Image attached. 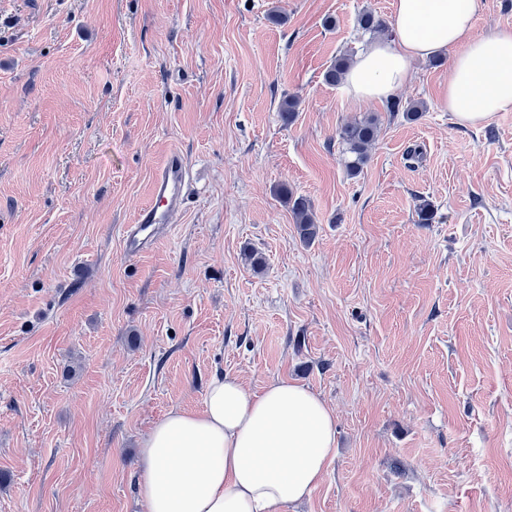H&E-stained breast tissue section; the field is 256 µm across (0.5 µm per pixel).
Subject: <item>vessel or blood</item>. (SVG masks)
I'll use <instances>...</instances> for the list:
<instances>
[{
  "label": "vessel or blood",
  "instance_id": "b4317fda",
  "mask_svg": "<svg viewBox=\"0 0 512 512\" xmlns=\"http://www.w3.org/2000/svg\"><path fill=\"white\" fill-rule=\"evenodd\" d=\"M188 178L186 157L181 151L171 152L154 173L148 201L137 211L133 222L123 228L125 256L138 257L157 241L159 225L175 223L183 211Z\"/></svg>",
  "mask_w": 512,
  "mask_h": 512
}]
</instances>
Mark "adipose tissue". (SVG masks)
<instances>
[{"label":"adipose tissue","instance_id":"ef3b65f1","mask_svg":"<svg viewBox=\"0 0 512 512\" xmlns=\"http://www.w3.org/2000/svg\"><path fill=\"white\" fill-rule=\"evenodd\" d=\"M483 0H395L393 37L372 42L346 75L359 99H384L414 60L452 51L448 109L467 125L512 110V29L476 36ZM336 454V415L285 379L260 391L232 376L210 384L202 409L170 410L142 443L147 512H285L321 484Z\"/></svg>","mask_w":512,"mask_h":512}]
</instances>
